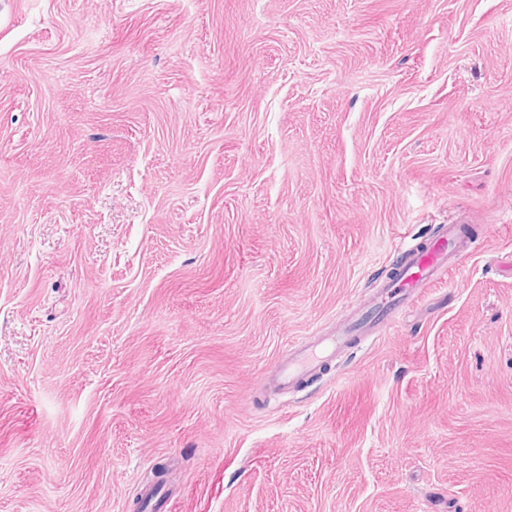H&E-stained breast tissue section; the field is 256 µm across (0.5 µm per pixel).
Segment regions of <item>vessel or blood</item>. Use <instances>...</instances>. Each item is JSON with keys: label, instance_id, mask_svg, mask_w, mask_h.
Here are the masks:
<instances>
[{"label": "vessel or blood", "instance_id": "vessel-or-blood-1", "mask_svg": "<svg viewBox=\"0 0 512 512\" xmlns=\"http://www.w3.org/2000/svg\"><path fill=\"white\" fill-rule=\"evenodd\" d=\"M468 240L461 227L452 224L438 238L424 247L410 250L398 276L387 279L378 298L354 323L337 330L335 335L305 346L295 357L281 362L276 371L281 385L293 387L317 371L325 359L336 356L354 342L355 332L363 327H375L381 322H393L399 313V303L414 297L422 288L440 279L451 267L453 259L466 250Z\"/></svg>", "mask_w": 512, "mask_h": 512}]
</instances>
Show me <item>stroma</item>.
I'll use <instances>...</instances> for the list:
<instances>
[{
    "mask_svg": "<svg viewBox=\"0 0 512 512\" xmlns=\"http://www.w3.org/2000/svg\"><path fill=\"white\" fill-rule=\"evenodd\" d=\"M159 464L161 512H512V0H0V512ZM406 255L398 276L387 279L381 286L380 296L354 323L345 325L317 344L305 346L295 357L281 362L276 371L283 386L291 388L311 373L317 371L323 361L336 356L355 341L353 333L379 322L391 324L399 314V303L414 297L430 283L440 279L451 268V261L466 250L468 240L461 227L450 224L438 238L423 243Z\"/></svg>",
    "mask_w": 512,
    "mask_h": 512,
    "instance_id": "1",
    "label": "stroma"
}]
</instances>
